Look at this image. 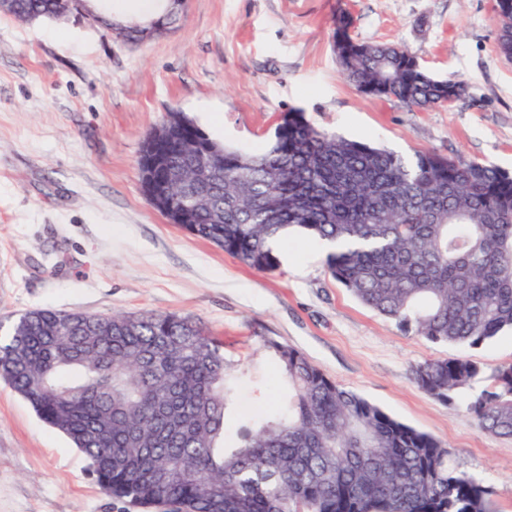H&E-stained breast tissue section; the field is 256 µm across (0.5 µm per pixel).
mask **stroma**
Masks as SVG:
<instances>
[{"label":"stroma","mask_w":512,"mask_h":512,"mask_svg":"<svg viewBox=\"0 0 512 512\" xmlns=\"http://www.w3.org/2000/svg\"><path fill=\"white\" fill-rule=\"evenodd\" d=\"M494 0H187L173 32L138 45L82 15L22 21L0 13V326L36 308L167 313L223 338L244 370L236 416L275 410L271 337L337 384L440 440L450 462L512 512V438L481 430L470 394L512 363V331L467 348L431 344L360 304L328 272L318 239L292 233L281 265L258 272L153 209L142 144L168 110L217 141L264 147L281 116L406 157L430 152L512 172V60L497 49ZM352 38L393 42L469 95L410 112L360 93L340 73L335 19ZM467 356L483 373L443 403L413 368ZM266 382L255 398L249 378ZM0 512H140L104 495L85 457L0 380Z\"/></svg>","instance_id":"35a3bbf8"}]
</instances>
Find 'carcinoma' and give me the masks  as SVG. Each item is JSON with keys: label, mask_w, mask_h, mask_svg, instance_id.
<instances>
[{"label": "carcinoma", "mask_w": 512, "mask_h": 512, "mask_svg": "<svg viewBox=\"0 0 512 512\" xmlns=\"http://www.w3.org/2000/svg\"><path fill=\"white\" fill-rule=\"evenodd\" d=\"M48 13L55 0H18ZM361 93L410 112L444 107L465 82L426 72L392 43L334 42ZM158 129L175 192L141 178L153 208L259 272L291 230L328 240L331 275L365 307L432 343L480 347L512 330V175L477 160L407 158L288 113L265 148L210 138L179 111ZM210 165L214 179L194 184ZM285 394L225 434L235 370L224 341L188 317L29 310L0 341V377L89 462L100 490L154 512H493L489 490L448 448L330 379L299 350L263 341ZM481 374L469 357L429 360L414 380L447 403ZM467 410L512 438V363ZM169 475L160 492L142 476Z\"/></svg>", "instance_id": "obj_1"}]
</instances>
